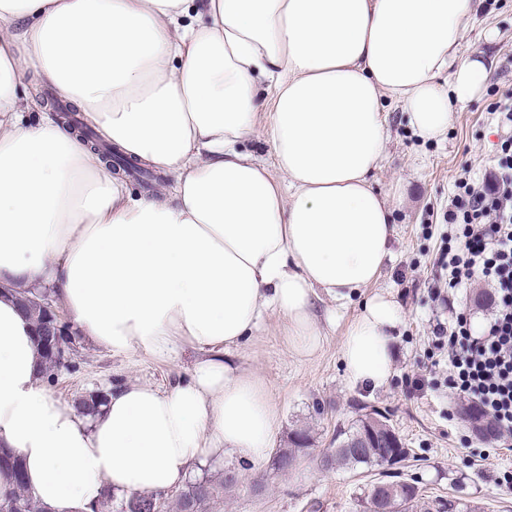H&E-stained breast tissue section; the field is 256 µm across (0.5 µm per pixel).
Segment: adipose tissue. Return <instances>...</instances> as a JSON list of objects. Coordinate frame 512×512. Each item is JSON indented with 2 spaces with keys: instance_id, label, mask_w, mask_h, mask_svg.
Wrapping results in <instances>:
<instances>
[{
  "instance_id": "obj_1",
  "label": "adipose tissue",
  "mask_w": 512,
  "mask_h": 512,
  "mask_svg": "<svg viewBox=\"0 0 512 512\" xmlns=\"http://www.w3.org/2000/svg\"><path fill=\"white\" fill-rule=\"evenodd\" d=\"M479 2L0 0V446L42 506L86 512L182 487L226 453L266 457L276 405L231 354L275 312L294 355L312 357L317 301L377 280L394 236L369 181L384 102L418 138L445 135L488 80L482 59L458 56ZM31 70L98 140L173 174L172 195H133L51 114L27 122ZM261 116L271 164L239 147ZM43 291L113 354L167 361L188 345L201 358L167 389L122 383L83 414L44 387L14 299ZM400 317L390 294L365 302L342 343L352 383L391 377Z\"/></svg>"
}]
</instances>
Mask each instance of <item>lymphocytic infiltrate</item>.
I'll return each mask as SVG.
<instances>
[{
  "label": "lymphocytic infiltrate",
  "mask_w": 512,
  "mask_h": 512,
  "mask_svg": "<svg viewBox=\"0 0 512 512\" xmlns=\"http://www.w3.org/2000/svg\"><path fill=\"white\" fill-rule=\"evenodd\" d=\"M444 214L456 242L438 259L448 277L443 289L473 278L490 288L493 313L482 335L473 336L464 313L437 327L434 346L448 357V387L473 401L512 436V136L503 139L481 181L462 178Z\"/></svg>",
  "instance_id": "1"
}]
</instances>
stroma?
Listing matches in <instances>:
<instances>
[{"label":"stroma","instance_id":"obj_1","mask_svg":"<svg viewBox=\"0 0 512 512\" xmlns=\"http://www.w3.org/2000/svg\"><path fill=\"white\" fill-rule=\"evenodd\" d=\"M459 53L484 57L490 75L483 91L453 113L443 139L417 138L401 106L387 105L386 157L370 180L393 202L395 235L377 281L342 308L327 300L320 303V310H333L334 320L324 324L322 346L313 357L301 359L290 351L285 321L275 313L233 354L270 385L279 414L273 448L286 447L289 433L307 426L315 438L310 456L289 472L277 470L271 455L254 466L230 454L213 459L204 478L218 481L232 469L239 483L211 503L208 512H363L362 501L381 467L322 471L317 462L337 426L350 425L367 406L385 412L401 435L409 457L396 470L417 481L426 502L466 504L475 512H512V482L503 479L504 472L512 473V438L481 441L464 426L457 417L459 398L444 383L448 362L432 345L434 326L449 321L451 309L466 311L476 335L489 314L488 306L478 301L483 283L455 289L449 306L435 300L432 285L441 274L436 265L440 247L452 232L443 214L456 181L480 176L500 141L512 135L489 110L498 90L512 87V0H483L461 36ZM378 292L398 300L402 320L393 334L391 379L379 387H364L347 378L342 340L365 299ZM199 357L189 346L168 362L115 356L80 337L65 365L43 384L72 404L109 391L118 381L164 389L189 374ZM412 373L427 378L424 391L408 392L406 377Z\"/></svg>","mask_w":512,"mask_h":512}]
</instances>
